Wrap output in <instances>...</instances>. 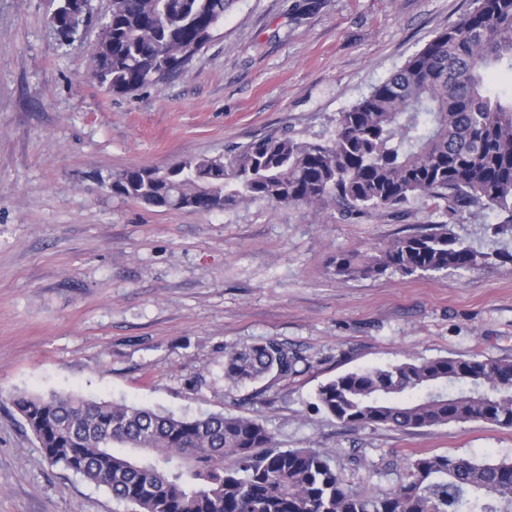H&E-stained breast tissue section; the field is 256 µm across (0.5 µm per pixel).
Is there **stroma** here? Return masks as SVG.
<instances>
[{"label":"stroma","mask_w":512,"mask_h":512,"mask_svg":"<svg viewBox=\"0 0 512 512\" xmlns=\"http://www.w3.org/2000/svg\"><path fill=\"white\" fill-rule=\"evenodd\" d=\"M239 0L184 72L129 94L90 76L109 0L70 43L59 0H0V512H127L43 457L12 400L72 393L195 416L261 419L281 447L330 452L355 486L388 490L420 453L512 460V428L348 427L318 411L337 375L400 362L512 358V252L491 209L342 217L239 199L211 212L113 196V177L214 157L264 134L332 136L341 112L473 0ZM434 224L488 264L405 277L338 275L337 256ZM299 357L288 380L224 381L229 351L262 339Z\"/></svg>","instance_id":"35a3bbf8"}]
</instances>
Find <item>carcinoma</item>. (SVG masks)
<instances>
[{"mask_svg": "<svg viewBox=\"0 0 512 512\" xmlns=\"http://www.w3.org/2000/svg\"><path fill=\"white\" fill-rule=\"evenodd\" d=\"M237 0H112L91 53L93 78L132 93L186 70ZM512 72V0L475 7L340 113L330 139L268 134L217 157L132 167L112 194L152 207L214 211L235 198L345 212L387 211L429 195L448 211L485 206L512 230V98L490 79ZM480 252L438 224L336 273L423 276L470 270ZM299 357L276 339L229 352L224 379L286 380ZM14 405L52 465L104 488L129 512H512V460L421 454L388 491L347 483L332 456L282 448L259 419L177 416L74 394L22 393ZM316 407L347 426L416 430L482 421L512 428V359L475 354L340 374Z\"/></svg>", "mask_w": 512, "mask_h": 512, "instance_id": "carcinoma-1", "label": "carcinoma"}]
</instances>
